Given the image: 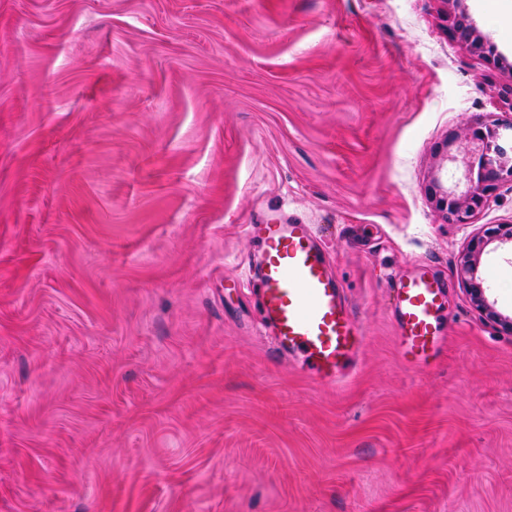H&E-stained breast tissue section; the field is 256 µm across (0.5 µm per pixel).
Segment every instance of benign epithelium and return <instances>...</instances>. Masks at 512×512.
<instances>
[{
  "instance_id": "obj_1",
  "label": "benign epithelium",
  "mask_w": 512,
  "mask_h": 512,
  "mask_svg": "<svg viewBox=\"0 0 512 512\" xmlns=\"http://www.w3.org/2000/svg\"><path fill=\"white\" fill-rule=\"evenodd\" d=\"M451 36L472 53L501 69H511L506 58L489 49L487 37L477 28L465 10L448 17ZM471 148L463 158L471 183L460 194L444 187L439 179L432 180L429 193L435 209L450 224H470L503 180H512V118H492L467 133ZM502 247L512 248V224H496L476 234L460 261V275L470 302L492 323L512 331V315L499 310L491 298L480 274L482 256L487 251Z\"/></svg>"
}]
</instances>
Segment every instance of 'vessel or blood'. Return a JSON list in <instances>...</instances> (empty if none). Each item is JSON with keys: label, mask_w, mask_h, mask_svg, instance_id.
<instances>
[{"label": "vessel or blood", "mask_w": 512, "mask_h": 512, "mask_svg": "<svg viewBox=\"0 0 512 512\" xmlns=\"http://www.w3.org/2000/svg\"><path fill=\"white\" fill-rule=\"evenodd\" d=\"M246 231L259 244L255 285L275 352L298 358L316 382H338L355 363L363 336L313 225L256 221ZM393 289L402 355L428 365L445 328L446 285L422 270L394 281Z\"/></svg>", "instance_id": "vessel-or-blood-1"}]
</instances>
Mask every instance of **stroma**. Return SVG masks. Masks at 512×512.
I'll use <instances>...</instances> for the list:
<instances>
[{
	"label": "stroma",
	"mask_w": 512,
	"mask_h": 512,
	"mask_svg": "<svg viewBox=\"0 0 512 512\" xmlns=\"http://www.w3.org/2000/svg\"><path fill=\"white\" fill-rule=\"evenodd\" d=\"M512 62V0H466ZM449 0H0V512H512V332L457 272L465 129L512 79ZM448 143L451 162L439 153ZM314 225L353 375L275 357L244 231ZM447 284L424 370L391 280ZM481 275L512 310V251ZM448 22L451 36L465 45L470 52L478 54L501 69H507L509 72L512 70L511 64H507L504 56L495 54L492 48L489 51L487 37L477 28L464 9L458 12L454 11V14L448 17Z\"/></svg>",
	"instance_id": "obj_1"
}]
</instances>
